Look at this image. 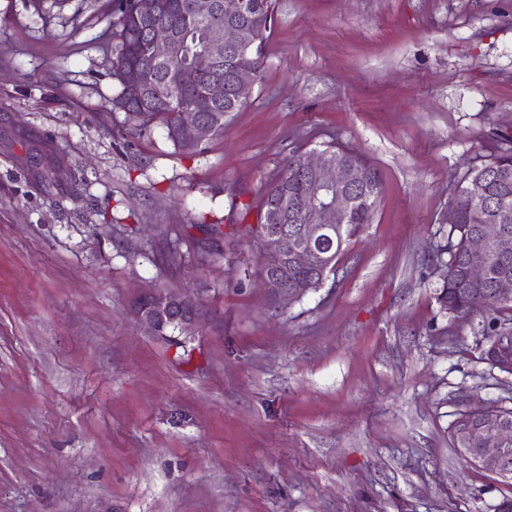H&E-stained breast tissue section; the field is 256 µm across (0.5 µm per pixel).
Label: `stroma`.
Masks as SVG:
<instances>
[{"label": "stroma", "mask_w": 512, "mask_h": 512, "mask_svg": "<svg viewBox=\"0 0 512 512\" xmlns=\"http://www.w3.org/2000/svg\"><path fill=\"white\" fill-rule=\"evenodd\" d=\"M103 0H0V512H496L450 426L512 408L482 314L436 300L452 194L512 136V0H275L199 152L115 132ZM378 171L371 224L286 311L251 226L295 151ZM54 178L44 190L45 178ZM221 222L205 260L166 238ZM197 294L192 335L132 304Z\"/></svg>", "instance_id": "obj_1"}]
</instances>
